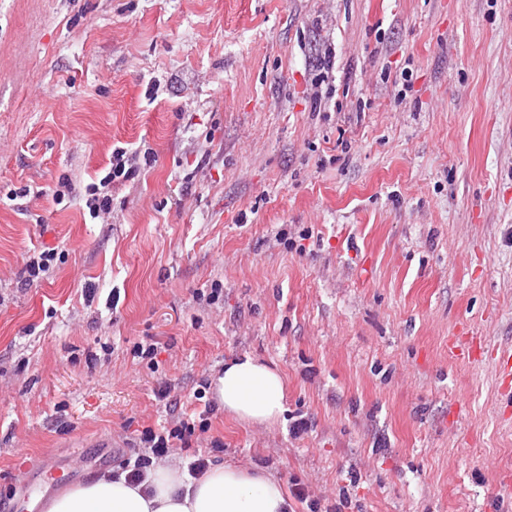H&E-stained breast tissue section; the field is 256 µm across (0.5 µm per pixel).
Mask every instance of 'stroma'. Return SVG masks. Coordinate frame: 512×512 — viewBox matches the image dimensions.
<instances>
[{"label": "stroma", "instance_id": "1", "mask_svg": "<svg viewBox=\"0 0 512 512\" xmlns=\"http://www.w3.org/2000/svg\"><path fill=\"white\" fill-rule=\"evenodd\" d=\"M116 147L154 160L102 224ZM507 351L512 0H0V503L123 466L248 353L286 412L214 407L209 462L323 512H504ZM55 249L43 250L33 256H29L25 263L26 281L29 285L39 284L44 277V274L49 271L51 262L55 259Z\"/></svg>", "mask_w": 512, "mask_h": 512}]
</instances>
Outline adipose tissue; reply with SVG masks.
<instances>
[{"instance_id":"1","label":"adipose tissue","mask_w":512,"mask_h":512,"mask_svg":"<svg viewBox=\"0 0 512 512\" xmlns=\"http://www.w3.org/2000/svg\"><path fill=\"white\" fill-rule=\"evenodd\" d=\"M225 413L245 423L273 424L284 413L285 383L277 368L250 355L225 363L210 381ZM280 478L257 466L217 463L198 478L168 461L153 462L141 484L107 470L52 496L46 512H288Z\"/></svg>"}]
</instances>
